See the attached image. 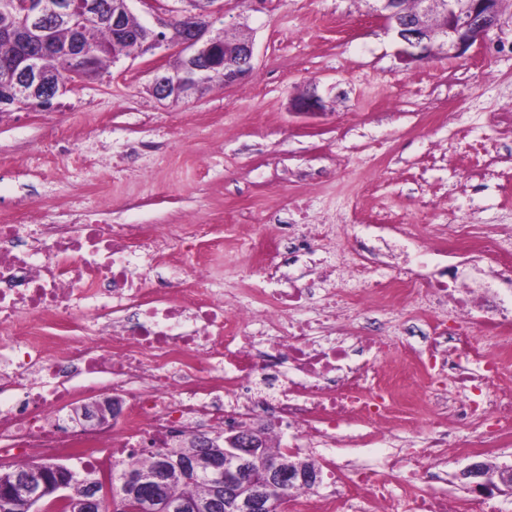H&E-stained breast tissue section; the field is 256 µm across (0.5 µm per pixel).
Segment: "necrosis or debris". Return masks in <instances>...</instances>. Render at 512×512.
<instances>
[{
    "label": "necrosis or debris",
    "mask_w": 512,
    "mask_h": 512,
    "mask_svg": "<svg viewBox=\"0 0 512 512\" xmlns=\"http://www.w3.org/2000/svg\"><path fill=\"white\" fill-rule=\"evenodd\" d=\"M186 234L200 242L210 228L178 224L159 236L144 224H45L34 235L0 224V457L94 464L103 453L117 462L142 442L164 446L178 428L217 431L266 412L281 425L271 447L296 454L334 446L355 418L387 432L407 398L426 414L420 447L387 454L375 468L323 457L328 491L317 500L295 492L292 512H503L494 496L471 501L432 488L459 431L487 425L471 451L512 436V393L489 390L512 372V267L495 266L498 239L473 259L442 254L410 230L397 238L389 225L371 224L362 236L345 224L337 286L318 270L301 285L268 289L258 311L227 296L206 262L167 261ZM384 252L389 262L365 277L358 258ZM432 263L433 276H417ZM414 298L448 304L453 317L427 319L428 360L406 365L401 388L379 317ZM344 305L361 320L348 342L331 334ZM465 357L482 373L465 369ZM101 374L125 399V419L63 426V411Z\"/></svg>",
    "instance_id": "necrosis-or-debris-1"
}]
</instances>
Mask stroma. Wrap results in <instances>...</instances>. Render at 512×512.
Instances as JSON below:
<instances>
[{"mask_svg": "<svg viewBox=\"0 0 512 512\" xmlns=\"http://www.w3.org/2000/svg\"><path fill=\"white\" fill-rule=\"evenodd\" d=\"M374 0H224L213 28L251 36L246 82L213 81L180 101L150 92L171 68L175 36L135 49L97 80H79L51 111L0 118V219L22 224H219L218 281L249 302L234 270L256 224L307 201V223L413 224L429 238L468 224L503 239L512 263V0L464 54L433 49L407 63ZM318 114L292 112L308 91ZM426 429L424 416L363 444V422L341 426L337 458L371 467ZM512 465L500 447L449 457L435 491L467 492L474 462Z\"/></svg>", "mask_w": 512, "mask_h": 512, "instance_id": "stroma-1", "label": "stroma"}]
</instances>
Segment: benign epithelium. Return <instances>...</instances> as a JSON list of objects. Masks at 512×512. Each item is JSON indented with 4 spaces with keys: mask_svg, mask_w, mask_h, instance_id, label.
<instances>
[{
    "mask_svg": "<svg viewBox=\"0 0 512 512\" xmlns=\"http://www.w3.org/2000/svg\"><path fill=\"white\" fill-rule=\"evenodd\" d=\"M130 0H122L121 8L112 11L107 23L112 27V59L125 54L124 42L131 36L126 19L133 15ZM377 11L402 44L401 55L407 61L427 58L434 42L452 55L465 52L481 40L498 20L499 6L504 0H414V11L407 12L401 0H377ZM188 15L199 22L188 26L179 42L180 66L156 73L152 93L158 99L191 95L219 79L224 87H233L254 71V47L247 38L236 44L231 53H224L225 36L213 32V17L224 12V0H187ZM0 15L32 32H43L42 26L52 20L60 26L78 28L90 18L100 15L98 0H82L80 8L71 0H0ZM156 26L140 23L149 34L145 49H155L166 42L161 28L167 21L155 17ZM53 49L50 41L41 40L40 47L15 57L0 60V105L14 109L40 108V104L67 91L77 74L64 69L55 78L44 71L42 55ZM321 99L308 93L293 103L298 113L319 112ZM122 414L121 401L105 397L74 411L75 417L91 427ZM265 442L259 432L242 426L225 430L224 454L213 456L209 478L216 493L210 499L187 503L178 497L165 470L143 475L131 470L124 477L125 499L118 503V512H281L288 503L287 490L296 483L314 486L319 481L316 469H287L275 458L261 453ZM503 484L512 482L504 470L491 472L483 462L469 465L463 476L476 480L481 489L495 486L493 476ZM15 486L26 499L32 512H49L59 506L67 512H94L112 502V483L103 479L88 481L80 498L71 494L70 482L58 477L49 483L45 467L33 465L26 474L18 475L8 468L0 469V490Z\"/></svg>",
    "mask_w": 512,
    "mask_h": 512,
    "instance_id": "benign-epithelium-1",
    "label": "benign epithelium"
}]
</instances>
